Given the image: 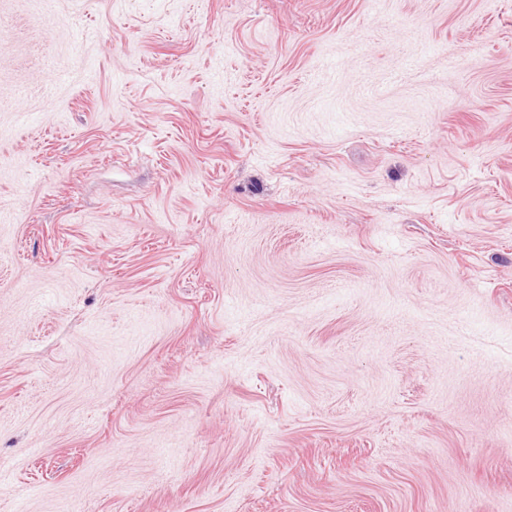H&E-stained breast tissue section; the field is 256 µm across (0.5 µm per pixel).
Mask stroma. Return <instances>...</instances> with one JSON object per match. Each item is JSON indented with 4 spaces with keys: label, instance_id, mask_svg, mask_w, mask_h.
Here are the masks:
<instances>
[{
    "label": "stroma",
    "instance_id": "stroma-1",
    "mask_svg": "<svg viewBox=\"0 0 512 512\" xmlns=\"http://www.w3.org/2000/svg\"><path fill=\"white\" fill-rule=\"evenodd\" d=\"M512 512V0H0V512Z\"/></svg>",
    "mask_w": 512,
    "mask_h": 512
}]
</instances>
